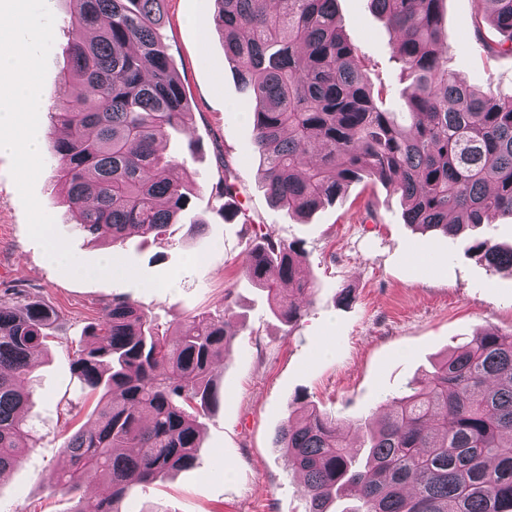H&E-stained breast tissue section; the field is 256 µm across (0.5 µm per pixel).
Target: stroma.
Returning a JSON list of instances; mask_svg holds the SVG:
<instances>
[{
	"instance_id": "stroma-1",
	"label": "stroma",
	"mask_w": 512,
	"mask_h": 512,
	"mask_svg": "<svg viewBox=\"0 0 512 512\" xmlns=\"http://www.w3.org/2000/svg\"><path fill=\"white\" fill-rule=\"evenodd\" d=\"M47 4L55 23L40 98L44 106L66 62L62 27L72 8L70 0ZM479 12L478 0H444L442 23L454 42L448 68L472 85L512 95V55L485 52L474 26ZM216 13V0H170L162 31L195 112L192 124L163 141L164 155L184 160L178 176L194 186L179 223L157 239L134 235L112 247L74 231L52 162H45L34 187L80 261L109 256L155 275L175 270L181 258L201 257L194 269L178 272L171 288L75 279L47 262L28 235L10 157L0 152V301L44 303L59 315L56 336L28 384L38 441L13 471L0 476V512H71L73 499L49 490L43 479L63 466L64 440L102 407L73 374L69 352L113 299L141 306L172 329L186 317L228 306L239 326L214 373L217 402L204 420L194 466L136 490L126 501L129 512L158 501L170 512H308L299 474L273 446L289 411L313 405L346 421L381 415L385 398L430 370L437 356L478 331H512V272L491 269L460 240L406 224L403 202L392 188L367 179L351 183L336 202L308 218L271 206L257 176L246 98L224 56ZM338 13L343 33L358 47L381 92L380 106L403 111L405 85L385 22L370 0H338ZM223 157L249 224L224 218L215 208L212 186ZM255 232L303 248L302 267L317 292L293 325L275 317L265 292L241 272ZM344 288L352 291L350 301L340 297Z\"/></svg>"
}]
</instances>
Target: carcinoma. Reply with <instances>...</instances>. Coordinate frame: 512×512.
I'll use <instances>...</instances> for the list:
<instances>
[{
  "label": "carcinoma",
  "mask_w": 512,
  "mask_h": 512,
  "mask_svg": "<svg viewBox=\"0 0 512 512\" xmlns=\"http://www.w3.org/2000/svg\"><path fill=\"white\" fill-rule=\"evenodd\" d=\"M67 64L48 112L57 182L75 231L104 244L161 236L187 211L192 189L178 158L157 143L194 112L160 29L168 0H70ZM224 56L247 93L261 188L287 214L333 202L355 180H378L405 202V222L461 239L493 269L512 270V249L463 236L491 216L512 218V96L477 88L448 70L452 45L443 0H371L394 34L393 58L408 82L407 125L381 109L337 0H216ZM511 41L512 0H481ZM215 186L219 210L237 190L230 168ZM299 242L271 234L249 245L241 268L290 325L308 311L315 282ZM48 306L0 302V473L36 438L25 384L57 327ZM73 352V373L106 401L63 444L66 464L44 482L76 501L73 512H126L127 498L159 475L194 466L214 371L236 336L229 308L199 313L175 335L138 305L112 299ZM381 418L349 422L309 407L274 436L302 476L308 512H512V333L482 332L445 353L421 380L382 403ZM109 479L105 496L90 484Z\"/></svg>",
  "instance_id": "1"
}]
</instances>
